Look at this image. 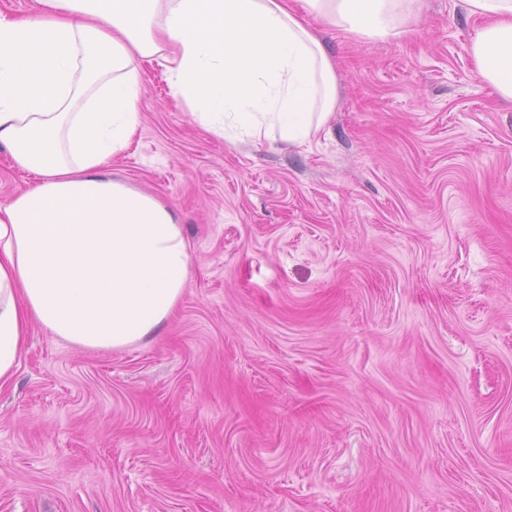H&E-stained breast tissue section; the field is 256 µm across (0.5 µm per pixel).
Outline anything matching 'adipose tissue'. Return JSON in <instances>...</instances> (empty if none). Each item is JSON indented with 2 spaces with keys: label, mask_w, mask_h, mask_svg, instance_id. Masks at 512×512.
<instances>
[{
  "label": "adipose tissue",
  "mask_w": 512,
  "mask_h": 512,
  "mask_svg": "<svg viewBox=\"0 0 512 512\" xmlns=\"http://www.w3.org/2000/svg\"><path fill=\"white\" fill-rule=\"evenodd\" d=\"M35 0L0 9V145L36 182L0 205V388L32 325L79 348L156 336L191 277L177 213L112 179L142 124L144 64L229 144L303 145L336 107L304 14L360 37L405 34L418 0ZM481 79L512 100V0H465Z\"/></svg>",
  "instance_id": "adipose-tissue-1"
}]
</instances>
